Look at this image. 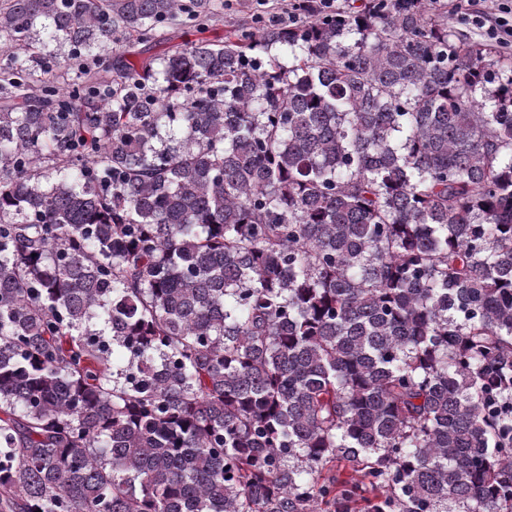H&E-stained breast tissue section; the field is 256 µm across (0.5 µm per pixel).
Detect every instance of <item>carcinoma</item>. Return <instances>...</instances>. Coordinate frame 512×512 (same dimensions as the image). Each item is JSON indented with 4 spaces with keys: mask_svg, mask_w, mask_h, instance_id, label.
I'll return each mask as SVG.
<instances>
[{
    "mask_svg": "<svg viewBox=\"0 0 512 512\" xmlns=\"http://www.w3.org/2000/svg\"><path fill=\"white\" fill-rule=\"evenodd\" d=\"M203 18L0 0V512H512V76L446 0L121 53Z\"/></svg>",
    "mask_w": 512,
    "mask_h": 512,
    "instance_id": "obj_1",
    "label": "carcinoma"
}]
</instances>
